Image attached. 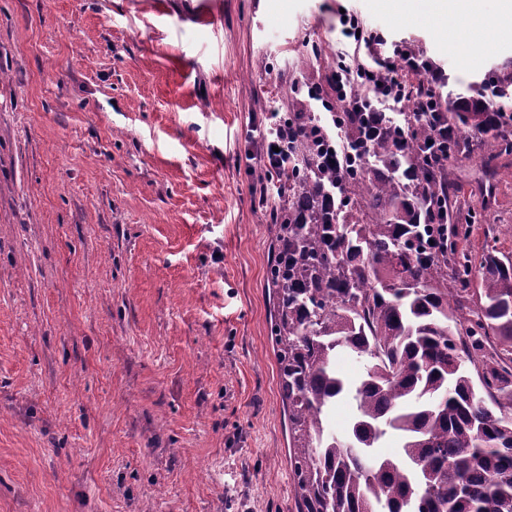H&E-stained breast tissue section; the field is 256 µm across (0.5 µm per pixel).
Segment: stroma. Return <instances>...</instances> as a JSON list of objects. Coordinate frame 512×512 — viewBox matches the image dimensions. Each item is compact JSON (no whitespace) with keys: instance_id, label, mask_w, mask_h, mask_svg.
I'll return each instance as SVG.
<instances>
[{"instance_id":"stroma-1","label":"stroma","mask_w":512,"mask_h":512,"mask_svg":"<svg viewBox=\"0 0 512 512\" xmlns=\"http://www.w3.org/2000/svg\"><path fill=\"white\" fill-rule=\"evenodd\" d=\"M482 29L470 69L395 0H0V512H297L252 127L333 130L331 62L400 41L463 92L512 59ZM448 170L512 254V169ZM340 23L342 25V28L340 30V33L345 38H355V41L357 43L364 40L365 44H368L369 46H378L382 45V37L378 33L370 32L368 35L364 34V30L362 27L358 25V21H355L353 17H350L348 20L345 18H341L340 16ZM357 30H360V35H356Z\"/></svg>"}]
</instances>
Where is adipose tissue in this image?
I'll return each mask as SVG.
<instances>
[{
    "label": "adipose tissue",
    "mask_w": 512,
    "mask_h": 512,
    "mask_svg": "<svg viewBox=\"0 0 512 512\" xmlns=\"http://www.w3.org/2000/svg\"><path fill=\"white\" fill-rule=\"evenodd\" d=\"M398 8L458 24L479 18L488 30L506 38L512 36V0H398Z\"/></svg>",
    "instance_id": "adipose-tissue-1"
}]
</instances>
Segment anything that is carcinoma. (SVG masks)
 <instances>
[{
  "label": "carcinoma",
  "mask_w": 512,
  "mask_h": 512,
  "mask_svg": "<svg viewBox=\"0 0 512 512\" xmlns=\"http://www.w3.org/2000/svg\"><path fill=\"white\" fill-rule=\"evenodd\" d=\"M511 100L494 69L438 102L450 154L480 134L490 180L512 166L495 123ZM291 124L270 275L297 512H512V254L459 249L447 169L421 156L428 126L388 118L338 170L310 113ZM440 200L448 247L430 250ZM339 352L365 361L358 381L334 370ZM341 398L355 419L338 436L324 415ZM390 435L396 458L378 454Z\"/></svg>",
  "instance_id": "1"
}]
</instances>
